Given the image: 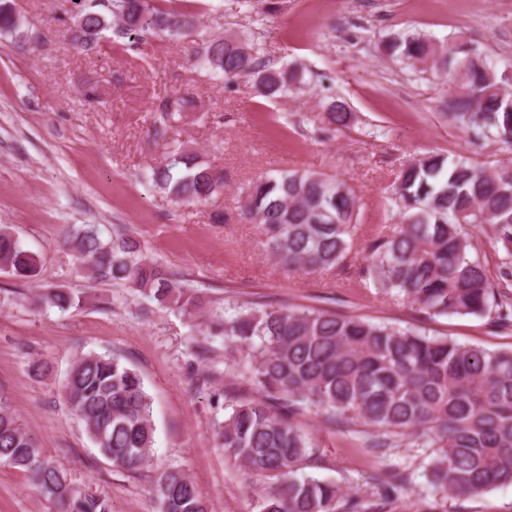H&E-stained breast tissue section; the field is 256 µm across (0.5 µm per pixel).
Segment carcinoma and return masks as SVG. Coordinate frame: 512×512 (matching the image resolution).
I'll return each instance as SVG.
<instances>
[{
	"mask_svg": "<svg viewBox=\"0 0 512 512\" xmlns=\"http://www.w3.org/2000/svg\"><path fill=\"white\" fill-rule=\"evenodd\" d=\"M70 41L89 51L98 35L116 27L140 48L161 33L170 38L194 27V15L166 10L159 0H66ZM32 24L0 3V34L25 39ZM412 68L432 64L450 75L448 122L471 143L512 145V76L472 41L459 37L445 53L430 39L398 34L382 46ZM197 71L226 83L252 80L258 96L278 99L309 85L306 69L276 68L244 33L216 36L194 50ZM195 109V101L166 94L153 105L154 136ZM329 130L349 126L348 105L325 107ZM143 178L176 203L206 204L223 193L224 172L181 144ZM399 222L368 240L358 276L385 294L434 316H494L512 323V162L494 168L464 156L427 154L398 173L390 197ZM241 216L264 237L271 257L290 273L341 267L361 219L351 187L311 170H278L241 189ZM491 226L505 256L489 270L474 245L473 229ZM62 244L88 277L127 285L148 301L196 316L212 300L148 258L130 228L117 224L66 226ZM0 272L36 281L40 268L8 225H0ZM36 305L61 311L78 306L64 288H49ZM204 337L224 336L247 351L244 374L260 388L239 400L219 426L224 452L251 477L270 481L260 512H382L379 504L348 494L333 481L300 478L316 460L315 444L296 423L310 411L363 436L362 447L386 456L395 448H433L426 479L435 494L472 498L512 485V351L458 344L420 328H396L355 316L306 307L253 309L209 315ZM63 398L88 438L112 466L139 472L154 466L152 399L143 378L110 354L74 359ZM0 464L24 472L56 512H112L109 501L77 488L51 456L37 447L6 402L0 401ZM386 504L407 477L397 467L368 475ZM159 512H208L197 484L165 469L153 486Z\"/></svg>",
	"mask_w": 512,
	"mask_h": 512,
	"instance_id": "cac0c4a2",
	"label": "carcinoma"
}]
</instances>
